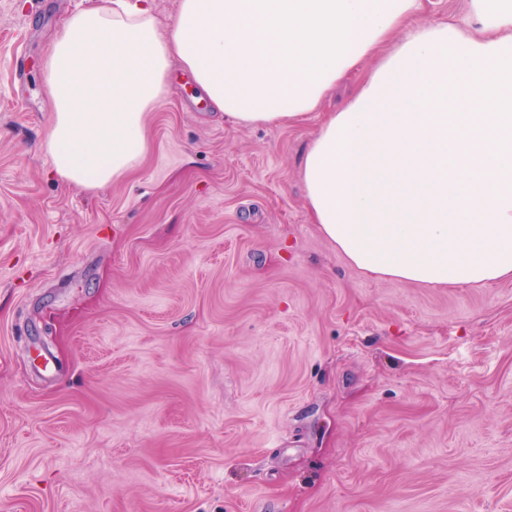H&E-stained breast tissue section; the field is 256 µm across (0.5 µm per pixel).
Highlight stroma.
Returning <instances> with one entry per match:
<instances>
[{"instance_id":"35a3bbf8","label":"stroma","mask_w":512,"mask_h":512,"mask_svg":"<svg viewBox=\"0 0 512 512\" xmlns=\"http://www.w3.org/2000/svg\"><path fill=\"white\" fill-rule=\"evenodd\" d=\"M109 0H0V512H512V279L366 275L314 224L299 125L188 76L95 190L41 149L45 49Z\"/></svg>"}]
</instances>
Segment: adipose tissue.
<instances>
[{"label": "adipose tissue", "instance_id": "adipose-tissue-1", "mask_svg": "<svg viewBox=\"0 0 512 512\" xmlns=\"http://www.w3.org/2000/svg\"><path fill=\"white\" fill-rule=\"evenodd\" d=\"M112 0L66 18L42 64L56 175L96 189L136 169L146 115L188 73L241 126L297 125L367 60L302 156L323 236L358 269L429 286L512 278V0ZM465 0H423L419 22L447 20L448 13L460 14Z\"/></svg>", "mask_w": 512, "mask_h": 512}]
</instances>
